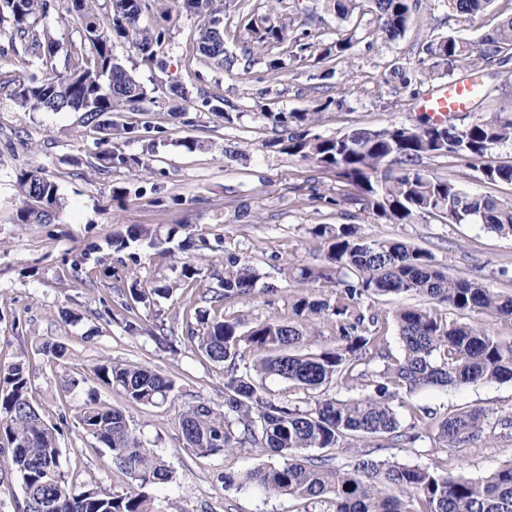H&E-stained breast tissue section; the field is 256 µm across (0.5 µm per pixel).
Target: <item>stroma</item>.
<instances>
[{
  "label": "stroma",
  "instance_id": "stroma-1",
  "mask_svg": "<svg viewBox=\"0 0 512 512\" xmlns=\"http://www.w3.org/2000/svg\"><path fill=\"white\" fill-rule=\"evenodd\" d=\"M254 0H227L224 24L229 61L219 67L194 56L190 40L201 19L177 9L169 23V42L159 55L166 64L165 80L181 84L190 95L205 91L224 100L229 119L207 112H190L182 124L169 115L163 96L146 101L141 112H128L125 123H151L161 129L155 166L165 172L140 175L148 190L111 204L113 187L128 178L123 169L101 175L87 162L95 136L81 125L77 112H20L0 97V363H25L32 398L46 418L62 431L63 469L69 481L95 483L102 490L123 494L138 490L137 482L116 468L108 452L77 423V406L90 400L121 409L143 443L162 455L173 478L147 486L157 512H295L285 496H269L241 484L248 471L275 463V456L257 448L198 457L182 443L178 418L189 404L224 406V368L210 362L185 338V296L174 292L138 307L141 332L125 331L122 320L105 321L96 313L102 302L119 306L130 279L172 283L179 279L186 255L171 241V255L157 264L154 251L137 242L129 251L114 252L113 235L142 225L158 236L179 224L193 238L220 235L226 250L246 258L271 284L229 301L227 315L244 325L268 319L286 320L301 295L334 300L336 286L324 283L308 290L289 280V268L320 266L328 250L315 238L318 224H354L369 241H397L428 251L434 264L453 278H478L496 291L512 294V238L487 231L479 224H451L426 216L411 224H393L364 208L335 170L281 152V130L271 112L318 111L313 133L333 138L354 128L415 127L425 111L422 99L452 79L482 78L487 95L472 108L456 113L454 123H469L494 115H512V66L490 67L481 58L446 73L434 66L426 51L431 38L455 33L479 40L512 11V0H494L474 22L444 6L443 0H417L413 22L397 40L372 37L374 13L361 9L340 16L333 0H272L271 22L288 31H306L313 44L352 40L347 54L331 61L286 60L278 73L268 69L269 54L246 33L244 24ZM26 137L16 138L18 129ZM186 138L204 142L189 152ZM28 164L45 168L56 180L64 206L51 223L23 224L15 184L16 169ZM512 165V141L492 146L477 159L425 156L415 164L431 177L449 178L468 192L512 203V184L485 180L486 165ZM158 192H151L153 182ZM103 262L117 268L112 278L95 286L83 284L84 269ZM171 327V347L159 348L147 330L158 323ZM60 342L64 358L47 359L42 346ZM112 359L149 367L174 380L176 396L158 406L128 404L122 395L98 380L94 367ZM432 411L431 419L414 422L411 406ZM483 408L493 415L512 412V381L475 383L445 391L414 395L410 407L398 408L404 429H415L412 444H394L376 456L407 466L445 461L449 472L481 478L512 460V438L500 435L479 448L443 451L435 440V420L460 409Z\"/></svg>",
  "mask_w": 512,
  "mask_h": 512
}]
</instances>
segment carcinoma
<instances>
[{
  "mask_svg": "<svg viewBox=\"0 0 512 512\" xmlns=\"http://www.w3.org/2000/svg\"><path fill=\"white\" fill-rule=\"evenodd\" d=\"M58 0H0V35L9 36L14 55L43 69L40 77L0 70V96L21 112H80L84 127L96 133V151L89 167L95 172L125 168L130 182L112 189V201L122 203L144 188L136 179L151 169V158L128 155L115 140L136 133L155 147L154 126L135 129L121 121L125 112H142L147 89L133 71L114 55L118 44L127 46L148 65L169 42L173 8L184 7L203 17L193 40L200 57L224 65L228 30L217 0H68L78 45L67 54L63 70L54 59L60 50L57 23L51 20ZM374 5L376 37L394 40L412 21V0H370ZM494 0H444L463 17L485 12ZM154 10L159 21L141 22ZM247 30L261 46L279 48L269 60L271 70L284 65L282 56L302 61L312 47L308 34L288 33L269 23L268 16L253 14ZM351 39L323 46L319 60L339 58ZM512 13L474 45L453 33L441 35L427 52L453 70L477 55L491 65L512 57ZM173 102L171 117L185 118L189 110L210 112L227 121L224 102L205 94L193 100L185 88L172 83L163 88ZM275 125L288 129L315 123L316 112L270 113ZM512 140V118L495 116L457 126L425 116L418 127L360 128L339 137L291 133L278 140L281 151L336 169L363 198L373 214L394 224H411L419 217L439 216L451 224L476 222L491 232L512 237V204L491 196L472 194L449 179L431 178L413 168L424 155L476 158L491 146ZM484 177L491 183H512V165H488ZM15 184L21 198L17 219L23 224H48L62 206L56 181L40 166L20 169ZM316 237L329 241L327 264L320 268L296 267L292 278L310 287L336 283L334 302L300 297L293 306L295 319H268L248 328L224 316V302L250 295L259 281L255 269L238 255L221 259L224 276L212 288L194 262H183L178 287L189 293L183 309L192 326L190 342L210 361L224 365V410L206 403L187 406L178 424L184 447L194 455L212 456L238 448H265L280 458L276 464L258 466L244 476L246 484L268 495L301 501L302 512H512V462L472 480L455 476L438 466H407L373 457V445L385 439L412 443L417 435L401 430L396 407L405 397L423 389L446 390L477 382L512 380V342H502L480 324L448 322L438 307L484 314L512 321V295L501 294L474 278H452L432 263L430 254L402 242H368L354 224H318ZM148 241L155 255L166 259L171 251L152 232L130 226L112 236L114 251L129 242ZM224 239L202 237L194 243L186 236L184 251L194 247L215 251ZM129 300L125 330H139L136 305L151 302L172 289L151 287L138 279L127 285ZM412 296L423 305H403L392 313L401 342L400 354L387 346L384 323L378 314L364 311L374 296ZM335 317L336 345L319 353L307 351L312 325L326 315ZM378 359L382 367L368 372L358 366ZM105 385L118 390L133 404L156 406L174 396L175 383L146 367L104 359L94 369ZM276 378L303 390L317 391L332 383L360 397L327 396L314 407L302 409L278 400L266 386ZM491 413L473 408L454 413L436 426L439 448L478 447L495 430L506 437L512 415L490 422ZM81 427L111 455L112 462L142 486L166 483L172 471L166 460L145 446L124 413L95 401L76 410ZM61 430L47 422L33 403L28 371L21 364L0 367V441L12 450L15 472L26 496L25 512H155L145 493L115 495L95 484L74 485L62 468ZM355 463L336 468L326 455H306L310 449L344 447Z\"/></svg>",
  "mask_w": 512,
  "mask_h": 512,
  "instance_id": "cac0c4a2",
  "label": "carcinoma"
}]
</instances>
